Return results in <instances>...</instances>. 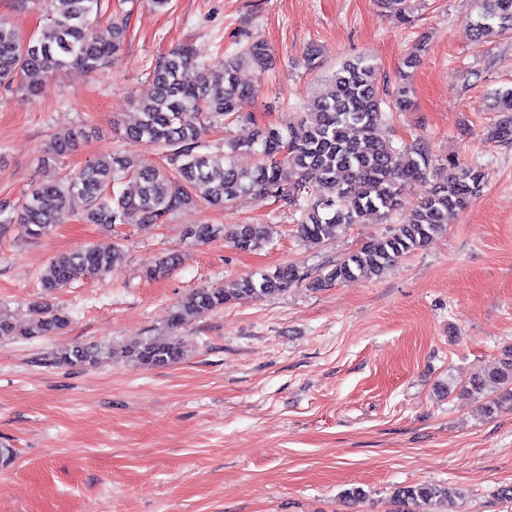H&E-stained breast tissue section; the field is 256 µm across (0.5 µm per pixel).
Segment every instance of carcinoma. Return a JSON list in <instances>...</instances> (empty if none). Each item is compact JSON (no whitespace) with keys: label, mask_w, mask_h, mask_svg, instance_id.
<instances>
[{"label":"carcinoma","mask_w":512,"mask_h":512,"mask_svg":"<svg viewBox=\"0 0 512 512\" xmlns=\"http://www.w3.org/2000/svg\"><path fill=\"white\" fill-rule=\"evenodd\" d=\"M101 0H50L38 33L22 37L0 23V85L14 83L33 93L48 75L70 65L90 72L118 59L124 44L126 22L112 20L110 34L102 37L96 27ZM476 38L512 33V0H479L474 23ZM268 45L249 39L232 52L224 53L218 70L202 66L196 78L188 76L196 67L188 44L164 55L152 72L154 92L141 106L137 124L126 129L130 139L159 146L167 152L168 165L142 169L124 155L90 163L61 180L30 186L23 201L9 212L0 208V233L16 224L26 235L39 238L64 222L71 204H83V221L110 227L125 224L137 214L144 223L163 224L179 211L203 201L224 208L242 194L272 198L287 206H299V198L312 190L313 199L301 208L295 224L302 239L330 238L346 225L359 224L368 215L389 217L405 190L433 181L418 203L411 219L399 224L380 240L365 242L310 281L311 288H324L338 281L382 274L402 256L422 248L448 223V212L463 207L478 195L486 181L485 170L475 165L435 164L429 144L419 139L398 149L383 139L380 127L388 114L411 105L410 88L398 87L389 99L380 93L377 67L364 58L344 61L324 90L295 113L285 129L266 128L248 142L224 141V152L202 151V136L208 129L235 119L254 120L244 107L257 94L253 86L239 82L237 72L245 65L264 68L270 64ZM504 118L492 139L512 142V91L498 100ZM88 136L79 126L56 135L47 161L74 148ZM241 150L258 155L250 170L238 168L233 155ZM130 190H114L125 179ZM187 238L206 243L226 237L243 252L255 251L272 238L269 224H196L186 230ZM116 241L91 243L56 256L40 279L45 293L71 281L99 278L120 259ZM180 264V255L170 252L146 272V277L166 276ZM307 280L296 265L261 272L241 279L231 290L202 288L188 295L169 314L167 322L176 330L191 317L205 316L224 305L248 298L273 296ZM63 307L41 303L34 319L15 326L0 319V339L56 336L70 325ZM131 357L147 367H163L183 356L178 339L158 343L144 341L116 349L98 345H71L53 352L49 363L75 366L93 363L102 355ZM494 389L499 396L491 405L512 403V347L502 353L498 364L473 378L464 388L468 394ZM401 512H441L448 503V488L433 483L395 489Z\"/></svg>","instance_id":"obj_1"}]
</instances>
